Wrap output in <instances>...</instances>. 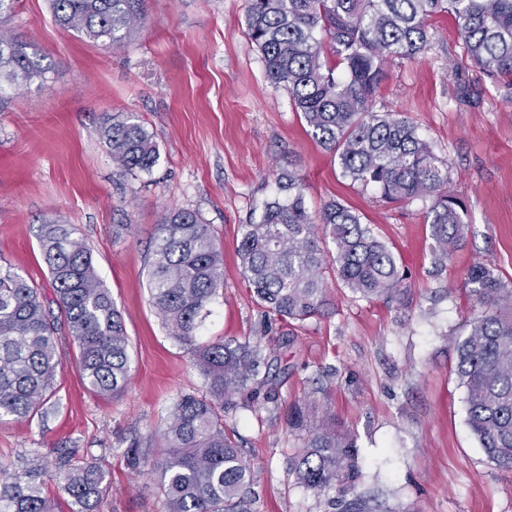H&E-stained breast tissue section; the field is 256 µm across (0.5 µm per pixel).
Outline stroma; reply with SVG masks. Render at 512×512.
<instances>
[{
    "label": "stroma",
    "instance_id": "obj_1",
    "mask_svg": "<svg viewBox=\"0 0 512 512\" xmlns=\"http://www.w3.org/2000/svg\"><path fill=\"white\" fill-rule=\"evenodd\" d=\"M248 0H142L145 27L120 48L58 25L48 0H19L7 27L51 70L0 104V267L55 291L42 259L46 217L72 225L120 310L131 363L127 389L89 393L75 345H66L44 418L0 420V471L71 451L100 461L110 483L95 512H160V461L125 463L127 442L164 427L178 394H201L191 357L149 302L148 252L162 213L197 212L224 255V294L197 339L261 340L283 373L273 403L224 419L259 473L255 512H334L329 501L376 497L383 512H512V471L491 462L467 423L455 341L478 309L463 286L476 263L512 285V92L491 83L466 55L454 20L433 21L428 50L388 64L375 108L408 118L449 167V190L466 204L463 241L435 264L428 204H386L343 178L314 142L286 89L268 81L246 30ZM131 113L153 133L151 172L116 163L100 129ZM294 165L306 204L350 206L399 260L402 300L357 298L328 278L324 316L268 321L237 258L238 228L277 192L276 170ZM316 405L357 438L361 476L317 493L288 470L301 448L282 417Z\"/></svg>",
    "mask_w": 512,
    "mask_h": 512
}]
</instances>
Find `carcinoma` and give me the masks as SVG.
I'll return each instance as SVG.
<instances>
[{
	"instance_id": "carcinoma-1",
	"label": "carcinoma",
	"mask_w": 512,
	"mask_h": 512,
	"mask_svg": "<svg viewBox=\"0 0 512 512\" xmlns=\"http://www.w3.org/2000/svg\"><path fill=\"white\" fill-rule=\"evenodd\" d=\"M141 0H51L55 20L94 41L118 45L145 25ZM448 13L470 59L490 82L512 86V0H248L246 28L265 74L288 90L308 135L336 155L341 175L375 186L386 203L428 200L432 251L449 258L463 238L465 207L450 194L448 165L413 124L374 110L385 67L431 44L429 18ZM51 69L45 57L0 31V104ZM112 158L127 171L149 172L159 149L134 116L114 115L101 130ZM278 195L264 201L257 223L239 225L237 255L247 287L268 318L304 322L329 305L325 273L334 268L353 294L391 300L403 275L392 250L359 214L331 201L306 206L303 178L277 177ZM41 254L57 309L11 269H0V418L45 416L55 392L67 329L79 348L87 389L123 392L130 356L122 315L98 277L88 246L73 228L47 218ZM150 303L171 336L186 346L205 394H181L157 433L168 448L154 487L161 512H253L256 473L224 429V414L272 400L278 373L261 342H196L208 306L224 291V259L215 230L186 209H170L156 225L148 263ZM465 287L480 306L456 342L457 375L466 391L467 423L487 457L512 471V286L486 265L470 267ZM307 403L288 409L286 425L303 437L289 469L305 487L325 492L360 476L353 434ZM153 432L129 440L127 465L141 471ZM57 480L77 506L94 512L108 485L101 462L70 455L21 473L0 475V512H52L44 478ZM341 512H382L363 498L330 501Z\"/></svg>"
}]
</instances>
